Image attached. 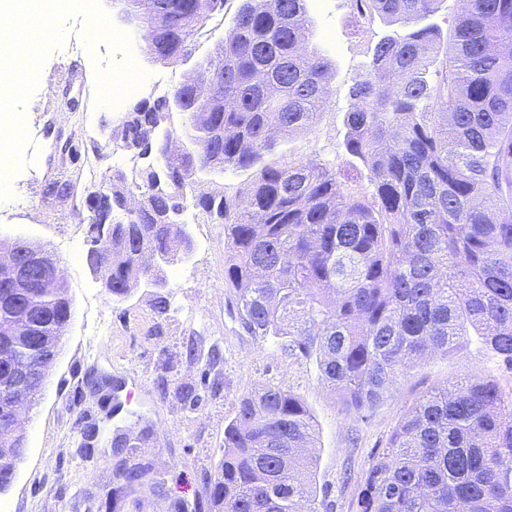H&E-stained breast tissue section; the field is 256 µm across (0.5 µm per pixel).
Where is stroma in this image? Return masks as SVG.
<instances>
[{"mask_svg": "<svg viewBox=\"0 0 512 512\" xmlns=\"http://www.w3.org/2000/svg\"><path fill=\"white\" fill-rule=\"evenodd\" d=\"M241 4L224 0L188 55L164 62L142 52L136 22L112 18L116 29L131 34L132 55L148 74L119 110L95 104V62L108 54L101 43L86 49L82 19L66 21L65 47L40 70L24 105L23 165L11 180L12 199L0 202V242L23 237L51 255L64 271L71 318L38 403L24 410L27 451L13 487L0 493V512H208L224 458V426L239 399L259 385L299 396L317 424L313 485L319 512H356L366 471L427 389L486 377L512 389V371L472 340L450 355L428 358L367 417H359L325 388L312 362L243 330L224 286V227L203 217L188 226L195 243L190 260L168 271L165 315L153 309L154 289L138 288L116 302L95 280L85 263V212L76 198L45 196V185L64 175L81 188L105 173H132L135 157L108 142L111 125L136 104L157 98L156 84L175 90L214 57ZM307 6L311 44L332 64L329 100L310 130L278 139L263 162L314 158L349 184L361 167L342 149L350 87L374 43L408 27L379 17L363 25L349 0H307ZM70 98L78 100L77 111L68 110ZM61 132L74 134L80 151L66 164L55 150ZM259 172L256 166L227 169L202 176L195 189L233 200ZM215 349L221 358L213 363ZM180 388L191 389L195 402L177 399ZM122 461L145 466L146 488H126L114 478Z\"/></svg>", "mask_w": 512, "mask_h": 512, "instance_id": "obj_1", "label": "stroma"}]
</instances>
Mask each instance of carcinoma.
<instances>
[{
  "label": "carcinoma",
  "instance_id": "1",
  "mask_svg": "<svg viewBox=\"0 0 512 512\" xmlns=\"http://www.w3.org/2000/svg\"><path fill=\"white\" fill-rule=\"evenodd\" d=\"M165 21L144 29L142 50L178 58L215 4L157 0ZM390 22L434 14L441 0H352ZM306 0H244L219 55L217 82L183 84L125 114L109 139L146 160L86 187L85 261L123 301L150 282L167 313V270L189 260V215L224 225V287L235 290L246 332L275 339L316 364L321 382L360 414L380 404L421 361L468 336L512 369V0H466L438 54L436 25L376 42L350 90L343 148L368 188L336 181L313 160L265 165L243 192L195 194L201 174L250 168L276 138L308 130L329 97L330 63L309 51ZM182 115L186 148L171 153L168 112ZM140 197L136 211L129 197ZM108 250L99 265L95 246ZM145 252L160 258L143 263ZM54 261L23 288L0 277V347L19 359L60 348L71 317ZM31 313L17 338L14 309ZM46 372L29 378L28 403ZM314 418L280 387L239 399L224 426L214 512H318ZM17 441L0 455L11 477ZM118 476L144 485L145 470ZM356 512H512V392L492 378L434 386L394 428L366 473Z\"/></svg>",
  "mask_w": 512,
  "mask_h": 512
}]
</instances>
